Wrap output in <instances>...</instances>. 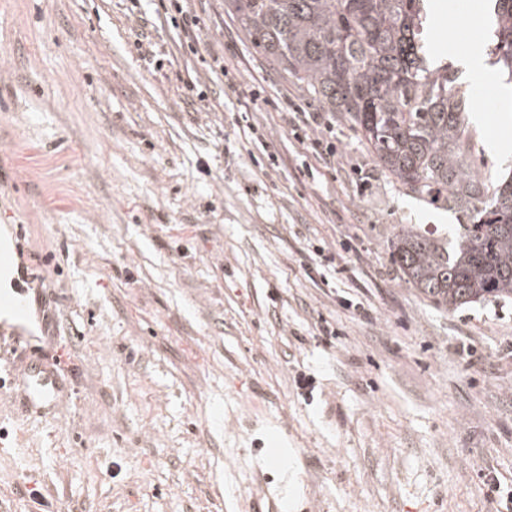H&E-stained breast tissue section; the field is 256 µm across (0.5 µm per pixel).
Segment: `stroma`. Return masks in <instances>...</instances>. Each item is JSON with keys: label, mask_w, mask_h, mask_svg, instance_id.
Returning <instances> with one entry per match:
<instances>
[{"label": "stroma", "mask_w": 512, "mask_h": 512, "mask_svg": "<svg viewBox=\"0 0 512 512\" xmlns=\"http://www.w3.org/2000/svg\"><path fill=\"white\" fill-rule=\"evenodd\" d=\"M435 2L449 64L488 44V0ZM459 79L495 181L512 96ZM293 105L322 110L224 0H0V227L30 315L0 320V370L37 351L65 388L0 392V512H254L260 487L279 512H506L479 474L512 491V303L405 283L400 225L455 215L336 112L323 165Z\"/></svg>", "instance_id": "obj_1"}]
</instances>
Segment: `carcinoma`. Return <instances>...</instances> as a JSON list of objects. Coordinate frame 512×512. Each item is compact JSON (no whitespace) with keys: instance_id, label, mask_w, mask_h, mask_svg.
Masks as SVG:
<instances>
[{"instance_id":"carcinoma-1","label":"carcinoma","mask_w":512,"mask_h":512,"mask_svg":"<svg viewBox=\"0 0 512 512\" xmlns=\"http://www.w3.org/2000/svg\"><path fill=\"white\" fill-rule=\"evenodd\" d=\"M266 62L339 112L408 196L466 218L457 238L401 228L402 279L457 310L512 302V173L489 186L471 158L469 88L425 40L430 0H224ZM489 55L512 83V0H495Z\"/></svg>"}]
</instances>
